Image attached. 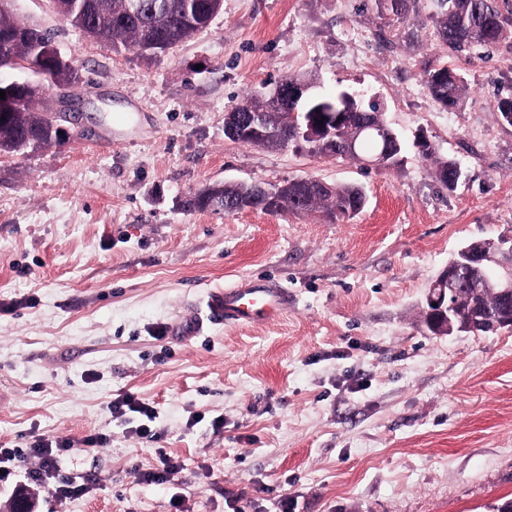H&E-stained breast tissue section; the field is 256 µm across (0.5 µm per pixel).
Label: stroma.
I'll return each instance as SVG.
<instances>
[{"instance_id": "35a3bbf8", "label": "stroma", "mask_w": 512, "mask_h": 512, "mask_svg": "<svg viewBox=\"0 0 512 512\" xmlns=\"http://www.w3.org/2000/svg\"><path fill=\"white\" fill-rule=\"evenodd\" d=\"M382 10L223 0L150 56L86 37L51 0H13L81 82L75 137L0 155V446L75 441L60 474L93 489L64 501L23 473L0 512L21 488L35 512H488L512 498V329L421 324L460 249L512 238V126L494 107L512 92V38L453 57L467 91L447 109L424 81L442 56L431 0L401 32ZM293 76L378 99L398 164L225 137L227 111ZM421 134L458 162L455 189L432 177ZM303 177L359 184L367 205L350 220L178 205L215 183ZM256 277L291 292L278 319L174 335L211 292ZM127 391L155 407V439L109 413ZM162 454L173 474L135 477Z\"/></svg>"}]
</instances>
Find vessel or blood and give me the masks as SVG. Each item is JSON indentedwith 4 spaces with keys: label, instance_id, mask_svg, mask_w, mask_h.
Wrapping results in <instances>:
<instances>
[{
    "label": "vessel or blood",
    "instance_id": "obj_1",
    "mask_svg": "<svg viewBox=\"0 0 512 512\" xmlns=\"http://www.w3.org/2000/svg\"><path fill=\"white\" fill-rule=\"evenodd\" d=\"M290 302L279 280L253 279L211 294L204 304L205 318L234 326L270 321L287 311Z\"/></svg>",
    "mask_w": 512,
    "mask_h": 512
}]
</instances>
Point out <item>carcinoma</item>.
<instances>
[{
  "instance_id": "1",
  "label": "carcinoma",
  "mask_w": 512,
  "mask_h": 512,
  "mask_svg": "<svg viewBox=\"0 0 512 512\" xmlns=\"http://www.w3.org/2000/svg\"><path fill=\"white\" fill-rule=\"evenodd\" d=\"M59 15L70 26L87 37L107 41L125 49L145 53V42L149 39H166L180 44L206 28L211 12L221 8L222 0H144L148 15L134 19L127 10L129 0H81L86 11L77 15L71 10L72 0H51ZM413 0H396L385 7L390 14L387 23L404 24L409 21ZM437 12L434 17L437 42L454 51L463 52L472 47L486 50L496 47L512 35V0H435ZM197 7L199 20L189 25L184 21V7ZM31 25L17 20L8 9L7 0H0V33H24ZM26 54L17 43L0 47V69H4L15 58ZM425 84L431 96L448 108H454L465 92V77L460 69L444 61L426 71ZM46 91L26 93L17 106L0 110V154L21 151L20 145L30 138L39 137L49 144L59 136L46 123L33 121V113L45 112L43 106ZM336 99V148L317 152L319 156L343 158V138L359 127L361 113L370 111L372 124L385 125L383 113L369 107L367 102L348 97L338 92ZM421 154L434 161V178L442 187L450 190V181L456 174V162L452 159L436 158L430 145H422ZM249 183H218L202 189L205 202L188 203L187 209L218 212L224 205L227 214L238 212V201L249 197ZM365 191L355 183L334 184L329 190H313L307 185L288 181L283 193L282 208L277 213L306 214L323 207L331 217L352 219L364 209ZM463 254L450 261L452 270L458 271L459 285L454 290L456 320L467 326L469 334H489L500 330L499 324L512 317V299L504 298L499 289L487 282L479 283L469 276L462 265Z\"/></svg>"
}]
</instances>
